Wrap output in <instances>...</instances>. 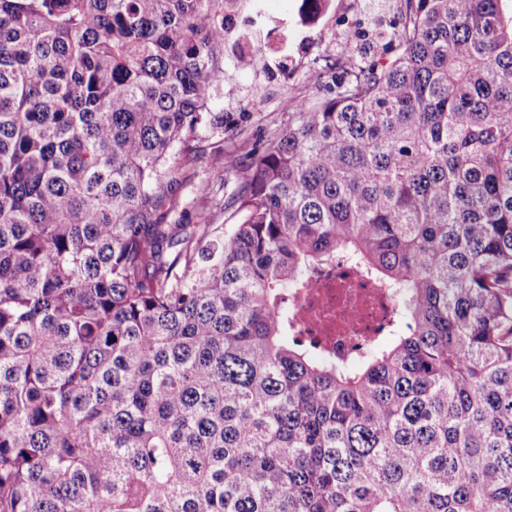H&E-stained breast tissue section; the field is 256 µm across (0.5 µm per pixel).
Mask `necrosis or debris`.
<instances>
[{"label": "necrosis or debris", "mask_w": 512, "mask_h": 512, "mask_svg": "<svg viewBox=\"0 0 512 512\" xmlns=\"http://www.w3.org/2000/svg\"><path fill=\"white\" fill-rule=\"evenodd\" d=\"M288 313L295 335L345 356L385 335L400 307L389 289L337 261L289 295Z\"/></svg>", "instance_id": "1"}]
</instances>
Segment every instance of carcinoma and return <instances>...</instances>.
I'll return each mask as SVG.
<instances>
[{"label": "carcinoma", "instance_id": "carcinoma-1", "mask_svg": "<svg viewBox=\"0 0 512 512\" xmlns=\"http://www.w3.org/2000/svg\"><path fill=\"white\" fill-rule=\"evenodd\" d=\"M233 13L0 0V512H512V0H401L228 170ZM337 256L412 324L349 363L283 305ZM212 142L213 140H208L207 137L202 138L197 145L196 155L193 158L191 157L183 161L181 174L187 181V188L183 196L185 198L186 207L191 214L190 224L196 223V211L199 208V200L194 198L195 194L198 193H190L191 186L202 189L209 185L217 189L224 179L223 172L214 170L209 165V153L211 151Z\"/></svg>", "mask_w": 512, "mask_h": 512}]
</instances>
